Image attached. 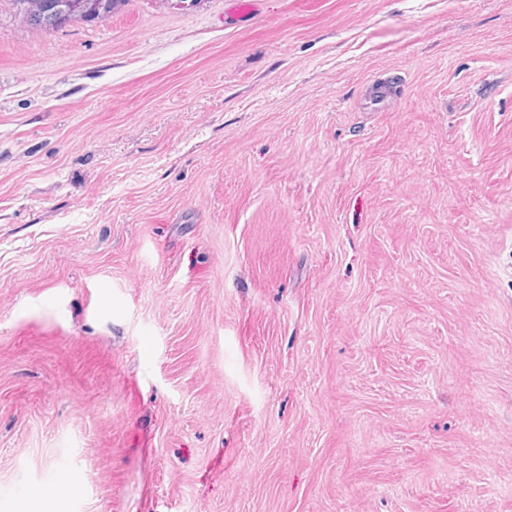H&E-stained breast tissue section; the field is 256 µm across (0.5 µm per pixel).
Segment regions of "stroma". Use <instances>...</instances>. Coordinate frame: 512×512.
<instances>
[{
  "label": "stroma",
  "instance_id": "stroma-1",
  "mask_svg": "<svg viewBox=\"0 0 512 512\" xmlns=\"http://www.w3.org/2000/svg\"><path fill=\"white\" fill-rule=\"evenodd\" d=\"M237 9H0V512H512V0ZM42 0H25L23 4V10L20 16L27 17L31 14H35L41 11L43 5L44 8L42 11L34 15L32 17L24 18L26 21H22L29 27L45 32V33H51L56 32L64 27L59 26L56 23L57 16L58 21L67 24V23H91L90 21H87L84 18L83 15V9L80 7H76L75 10L72 13V19H71V12L74 9V5L71 3H65L61 2L58 5L57 8V15L55 12V5L58 0H43L44 4L41 2Z\"/></svg>",
  "mask_w": 512,
  "mask_h": 512
}]
</instances>
